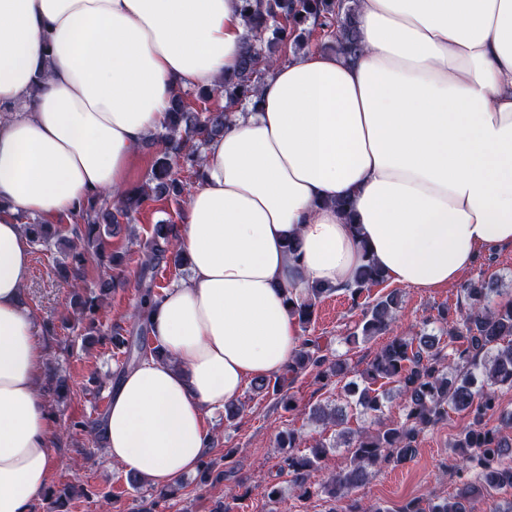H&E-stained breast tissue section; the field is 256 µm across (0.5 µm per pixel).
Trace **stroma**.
<instances>
[{
  "label": "stroma",
  "instance_id": "1",
  "mask_svg": "<svg viewBox=\"0 0 512 512\" xmlns=\"http://www.w3.org/2000/svg\"><path fill=\"white\" fill-rule=\"evenodd\" d=\"M185 207V202L170 197L150 196L131 224L122 225L107 237V253L122 256L123 263L112 271L116 288L99 304L100 332L85 340L62 321L71 299L59 268L62 254L33 247L25 301L39 322V340L48 353L49 368L55 369L69 387L65 398H48L57 431L106 412L124 363L123 355L113 350L107 336L114 328L127 336L136 335L137 324L131 313L139 300L138 281L146 245L156 225L181 223ZM393 290L401 297L397 332L402 336L433 324L440 309L464 300L457 282L430 291L409 286L396 289L385 282L371 287L369 297L374 300ZM362 317V307L336 292L318 304L306 334L319 338L328 353L346 355L349 365L360 369L386 342L385 337L378 336L356 345L346 343V336ZM344 384L341 378L325 381L311 373L300 374L289 389L296 401L291 410L274 396L244 387L239 397L243 408L234 421H226L220 410L205 418L212 437L208 460L215 465L216 477L204 484L199 473L186 474L175 481L174 495L161 497L158 488L149 484L132 488L126 472L112 465L103 443L87 431L54 443L48 485L56 490L81 481L84 491L71 499L68 512H275V504L266 497V487L288 484L287 474L276 467L278 435L294 431L303 449L315 440L332 439L333 430L313 423L309 410L318 404H344ZM465 421L464 414L454 412L447 421L424 431L411 460L398 467L380 468L354 491V499L362 505L384 501L397 506L413 498H427L440 489H453L455 478L449 466L458 457L454 442ZM228 451L233 454L229 460L224 457Z\"/></svg>",
  "mask_w": 512,
  "mask_h": 512
}]
</instances>
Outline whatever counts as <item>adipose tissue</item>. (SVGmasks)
I'll return each mask as SVG.
<instances>
[{
  "label": "adipose tissue",
  "mask_w": 512,
  "mask_h": 512,
  "mask_svg": "<svg viewBox=\"0 0 512 512\" xmlns=\"http://www.w3.org/2000/svg\"><path fill=\"white\" fill-rule=\"evenodd\" d=\"M355 13L358 59L274 65L201 154L177 229L190 274L149 310L168 358L128 370L103 423L112 463L155 487L206 458V413L285 371L288 297L343 287L367 256L433 290L512 246V0ZM245 36L240 0H0V512H29L56 434L26 220L119 200L175 90L232 73Z\"/></svg>",
  "instance_id": "ef3b65f1"
}]
</instances>
